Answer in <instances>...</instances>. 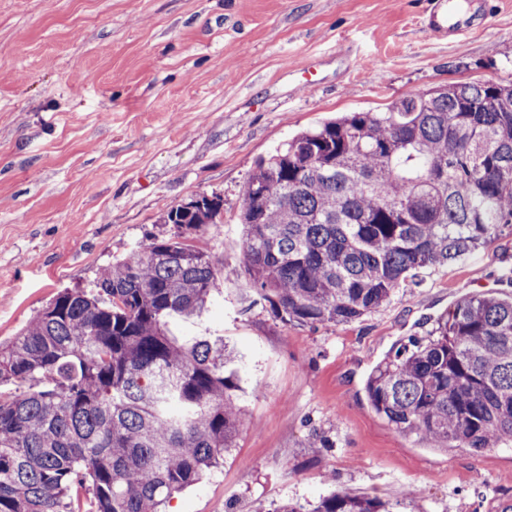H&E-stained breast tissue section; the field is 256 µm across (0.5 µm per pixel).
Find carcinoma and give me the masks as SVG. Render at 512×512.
<instances>
[{"instance_id": "cac0c4a2", "label": "carcinoma", "mask_w": 512, "mask_h": 512, "mask_svg": "<svg viewBox=\"0 0 512 512\" xmlns=\"http://www.w3.org/2000/svg\"><path fill=\"white\" fill-rule=\"evenodd\" d=\"M243 263L282 321L347 324L420 271L512 226V86L455 83L350 112L259 159L245 187ZM155 234L66 289L0 345V512H162L224 461L244 423L224 345L179 337L219 289L193 244L224 199L171 206ZM373 410L439 450L512 444V301L462 300L368 378ZM308 512H388L337 491Z\"/></svg>"}]
</instances>
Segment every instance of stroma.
<instances>
[{"instance_id":"1","label":"stroma","mask_w":512,"mask_h":512,"mask_svg":"<svg viewBox=\"0 0 512 512\" xmlns=\"http://www.w3.org/2000/svg\"><path fill=\"white\" fill-rule=\"evenodd\" d=\"M474 3L487 29L439 44L421 24L428 0H0V343L162 232L170 206L224 199L223 223L197 240L219 291L172 330L233 350L245 422L175 512H268L339 490L392 512H512V447H424L365 389L461 300H512V226L355 322L309 327L257 301L238 220L256 160L302 130L436 86L512 84V0ZM310 56L322 82L297 86Z\"/></svg>"}]
</instances>
